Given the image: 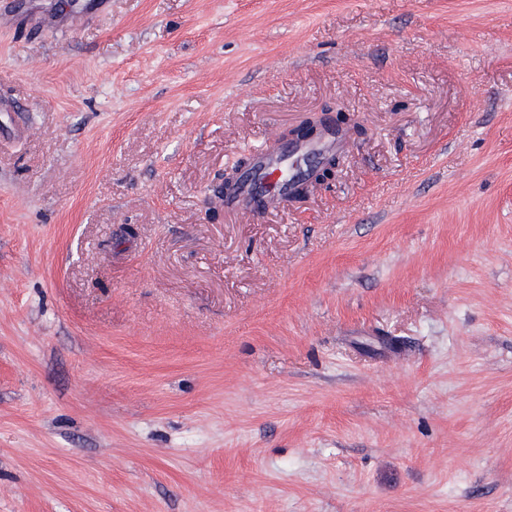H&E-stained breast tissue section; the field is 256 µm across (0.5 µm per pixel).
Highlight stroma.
Masks as SVG:
<instances>
[{"label":"stroma","instance_id":"obj_1","mask_svg":"<svg viewBox=\"0 0 512 512\" xmlns=\"http://www.w3.org/2000/svg\"><path fill=\"white\" fill-rule=\"evenodd\" d=\"M0 512H512V0H0ZM322 124V118L314 115L288 130L286 140L296 143L270 134L265 145L250 153L251 163L240 173L235 188L220 200L224 210L265 213L277 208L298 190L307 171L305 164L327 152L346 151L348 142L332 131L317 142L297 143L313 141Z\"/></svg>","mask_w":512,"mask_h":512}]
</instances>
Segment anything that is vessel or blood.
<instances>
[{"label": "vessel or blood", "instance_id": "obj_1", "mask_svg": "<svg viewBox=\"0 0 512 512\" xmlns=\"http://www.w3.org/2000/svg\"><path fill=\"white\" fill-rule=\"evenodd\" d=\"M347 148V141L331 131L314 143H286L277 134H270L265 145L252 151L250 165L240 173L222 204L228 211L251 213L277 208L298 190L308 163Z\"/></svg>", "mask_w": 512, "mask_h": 512}]
</instances>
